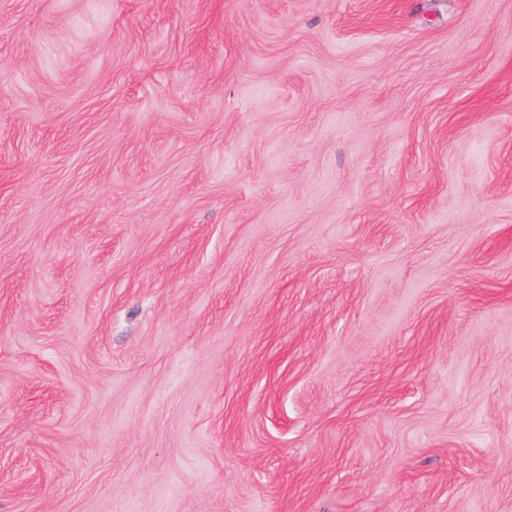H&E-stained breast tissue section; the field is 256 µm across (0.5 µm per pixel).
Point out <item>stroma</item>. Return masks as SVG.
<instances>
[{
    "instance_id": "1",
    "label": "stroma",
    "mask_w": 512,
    "mask_h": 512,
    "mask_svg": "<svg viewBox=\"0 0 512 512\" xmlns=\"http://www.w3.org/2000/svg\"><path fill=\"white\" fill-rule=\"evenodd\" d=\"M0 512H512V0H0Z\"/></svg>"
}]
</instances>
